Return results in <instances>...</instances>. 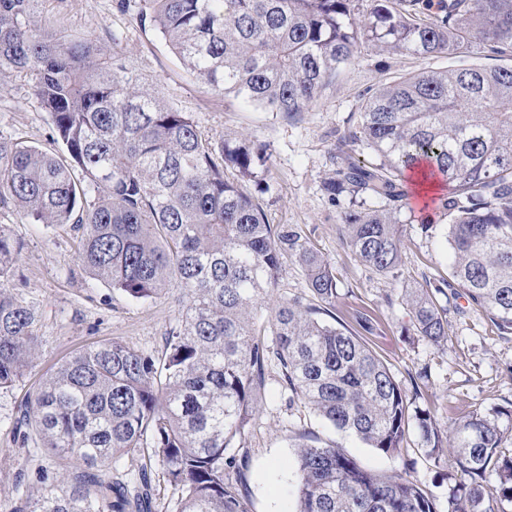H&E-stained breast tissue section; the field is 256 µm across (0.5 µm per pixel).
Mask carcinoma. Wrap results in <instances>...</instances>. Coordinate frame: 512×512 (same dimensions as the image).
Segmentation results:
<instances>
[{
  "mask_svg": "<svg viewBox=\"0 0 512 512\" xmlns=\"http://www.w3.org/2000/svg\"><path fill=\"white\" fill-rule=\"evenodd\" d=\"M41 0H0V77L25 73L63 154L0 137V205L36 224L68 225L92 279L142 301L182 294L178 323L157 355L118 339L73 352L20 405L16 427L34 461L75 463L31 491L14 512H151L158 480L170 512H248L225 454L245 435L271 366L333 428L399 456L410 425L438 464L457 474L446 512H499L512 503V408L474 410L442 433L429 411L361 337L324 322L335 269L275 227L242 185L266 170L264 145L204 135L185 112L124 64L121 37L105 44L42 27ZM143 26L161 33L210 90L267 112L307 111L361 42L430 57L474 40L512 60V0H143ZM364 146L374 158L354 157ZM329 196L365 195L341 217L343 243L380 275L404 276L398 213L404 172L424 168L443 193L450 278L402 289L413 335L448 341L438 295L464 290L512 334V65L473 63L409 72L361 104ZM237 173L229 178L228 170ZM22 247L0 225V390L12 388L42 346L38 308L10 284ZM288 254L324 308L278 301L271 339L255 316ZM295 512H439L402 474L376 475L342 449L299 439ZM140 460L112 477V461ZM497 485L483 484L486 474Z\"/></svg>",
  "mask_w": 512,
  "mask_h": 512,
  "instance_id": "obj_1",
  "label": "carcinoma"
}]
</instances>
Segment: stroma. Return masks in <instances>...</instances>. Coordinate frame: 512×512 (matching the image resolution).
<instances>
[{
    "label": "stroma",
    "mask_w": 512,
    "mask_h": 512,
    "mask_svg": "<svg viewBox=\"0 0 512 512\" xmlns=\"http://www.w3.org/2000/svg\"><path fill=\"white\" fill-rule=\"evenodd\" d=\"M43 0L48 28L74 37L88 34L108 39L123 33L122 48L133 73L155 85L179 111L187 113L210 137L234 142L251 139L266 145L264 182L269 190L259 200L270 224L294 226L338 276L337 325L356 330V313L374 319L367 338L406 388H417L416 406L430 412L440 429L474 409L512 403V335H498L483 308L468 303L463 292L445 299L448 342L436 348L410 336V317L399 294L405 284L448 277V227H423L427 209L416 196L405 201L401 247L405 276L392 280L362 266L341 240L340 217L345 202L331 200L325 182L334 176L336 146L356 122L364 99L396 74L421 68L442 70L475 62L494 64V57L470 46L459 54L419 58L405 52H383L363 43L309 111L293 117L265 112L241 100L212 92L198 83L169 51L162 36L141 26L142 0ZM0 135L22 138L49 152H58L47 116L22 74L0 79ZM0 225L23 244L11 283L42 313L43 346L32 367L8 391H0V512H12V490L18 478L37 488L36 467L55 477L64 461L31 462L9 423L20 401L42 376L74 351L117 338L134 349L161 352L166 333L175 326L181 306L178 291L153 302H139L93 283L79 269L76 243L68 226L48 228L30 223L17 209L0 208ZM306 433L316 445L342 448L366 468L383 475L404 473L439 499L448 495L445 467L435 466L410 431L403 455L390 457L367 447L355 436L334 430L308 407L294 401L278 369H270L257 412L248 431L227 453L235 459L230 471L249 512H293L297 481L293 444Z\"/></svg>",
    "instance_id": "35a3bbf8"
}]
</instances>
